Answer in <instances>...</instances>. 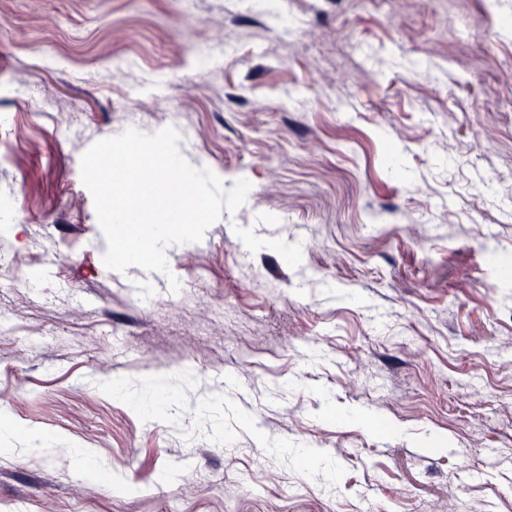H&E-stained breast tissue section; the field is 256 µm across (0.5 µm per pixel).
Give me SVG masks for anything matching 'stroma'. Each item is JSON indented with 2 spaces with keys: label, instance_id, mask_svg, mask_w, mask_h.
Returning a JSON list of instances; mask_svg holds the SVG:
<instances>
[{
  "label": "stroma",
  "instance_id": "stroma-1",
  "mask_svg": "<svg viewBox=\"0 0 512 512\" xmlns=\"http://www.w3.org/2000/svg\"><path fill=\"white\" fill-rule=\"evenodd\" d=\"M282 10L0 0L12 512H512V0ZM133 110L251 184L166 276L104 265L80 175Z\"/></svg>",
  "mask_w": 512,
  "mask_h": 512
}]
</instances>
